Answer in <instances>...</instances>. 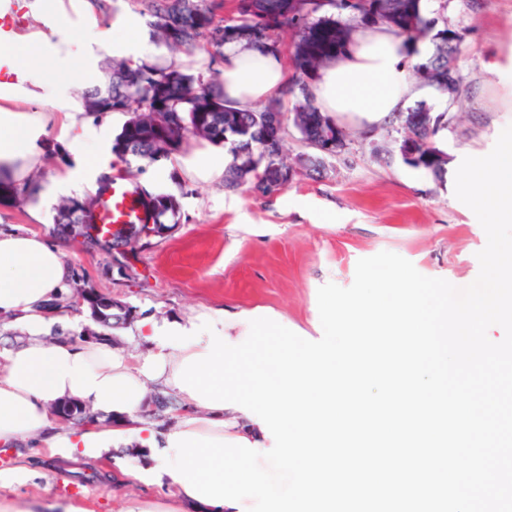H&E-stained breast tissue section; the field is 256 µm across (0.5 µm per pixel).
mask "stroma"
<instances>
[{
	"instance_id": "35a3bbf8",
	"label": "stroma",
	"mask_w": 512,
	"mask_h": 512,
	"mask_svg": "<svg viewBox=\"0 0 512 512\" xmlns=\"http://www.w3.org/2000/svg\"><path fill=\"white\" fill-rule=\"evenodd\" d=\"M440 19L464 35L458 69L468 96L453 100L411 78L425 101L453 118L439 174L417 182L387 122L368 142L348 126L346 148L327 158L318 178L294 177L274 196L251 183L228 191L223 177L194 174L212 145L193 140L142 172L156 191L178 197L181 218L175 230L135 251L133 276L114 273L111 254L86 250L71 238L63 241L66 260L84 269L96 291L134 306L142 318L180 320L205 307L260 308L311 341L319 338V288L351 286L360 259L390 251L424 276L471 284L487 237L454 194L455 172L464 157L487 155L512 125V0H448ZM27 462L44 474L24 489L27 497H82L94 512H118L120 494L146 501L165 494L160 485L134 480L113 492L99 463L61 471L35 453Z\"/></svg>"
}]
</instances>
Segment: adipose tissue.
Here are the masks:
<instances>
[{
  "mask_svg": "<svg viewBox=\"0 0 512 512\" xmlns=\"http://www.w3.org/2000/svg\"><path fill=\"white\" fill-rule=\"evenodd\" d=\"M85 20L80 69L85 81H95L102 49L113 56L138 61L159 56L149 28L133 14L116 16L111 27L99 25L92 0H79ZM428 41L406 42L384 30L355 31L342 55L327 63L316 76L313 94L321 111L343 122L368 129L407 107L419 92L408 79V68L429 55ZM36 55L48 62L47 78H30L28 87L0 84L4 98L26 96L51 104L48 112H14L0 107V174L24 182L30 170L43 165L42 133L62 110V140L71 155L70 164L58 169L49 186L34 194L30 209L41 219L43 207L60 191L74 196L96 192L101 176L117 172L109 131L77 123L80 106L68 96L71 80L68 57L44 42ZM224 97L232 105L247 107L278 97L290 77L283 58L256 48L229 45L221 66ZM72 266L63 258L60 243L41 230L0 231V320L27 334L26 344L0 357V444L12 446L26 441L65 461L96 460L109 448L128 439H155L158 449L168 448V436L193 432L209 437L247 438L258 447H270L258 423L241 425V411L210 409L199 414L200 403L183 394L184 412L174 415L166 429L140 421L150 388L174 386V375L183 359L205 351L204 343L185 349L165 347L152 340L151 321H142L141 336L151 338L147 352L124 354L111 343L52 341L49 331L58 314L47 303L64 294L70 284ZM81 401L95 423L74 429L59 423L52 406L63 399ZM116 418L115 426H99L102 418ZM121 512H222L221 506H206L190 496L185 486L170 482L165 500H126Z\"/></svg>",
  "mask_w": 512,
  "mask_h": 512,
  "instance_id": "obj_1",
  "label": "adipose tissue"
}]
</instances>
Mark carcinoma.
Segmentation results:
<instances>
[{"instance_id": "1", "label": "carcinoma", "mask_w": 512, "mask_h": 512, "mask_svg": "<svg viewBox=\"0 0 512 512\" xmlns=\"http://www.w3.org/2000/svg\"><path fill=\"white\" fill-rule=\"evenodd\" d=\"M141 14L157 36V44L168 51L191 52L204 41L213 48L204 70L194 71L172 60H131L116 58L109 63L108 82L82 95L84 112L95 116L123 113L127 121L112 141V150L128 162L146 165L183 152L189 138L213 145L232 144V161L224 172V187L236 190L253 181L257 186L283 180V173L264 165L250 167L251 156L268 143L279 139V114L290 115L301 141L322 131L336 138V120L322 112L315 102L311 84L317 70L336 57L359 26V14H381L382 25L399 29V35L414 42L430 38L434 48L416 72L430 85L450 79L456 84V96L464 92L457 62L462 55L464 38H448V27L437 28L419 7V0H359L353 6L344 0H135ZM346 16L343 23L336 16ZM292 37L295 70L292 89L299 97L287 107L283 97L249 108L226 104L220 64L224 46L244 44L263 48L273 54L283 53L286 37ZM427 103L419 101L402 113L401 129L414 144L421 168L436 174L441 167L426 160L431 137L437 125L414 123V110ZM40 171L28 175L20 184L0 176V205L13 207L32 195L39 185ZM93 195L64 197L55 207L54 222L58 234L79 235L77 221ZM141 198L154 211L157 222L173 228L180 221L178 198L168 193H142ZM71 294L52 303L50 308L87 306L93 328L110 330L125 324L124 313L112 307V298L97 292L85 282L84 274L73 270Z\"/></svg>"}]
</instances>
